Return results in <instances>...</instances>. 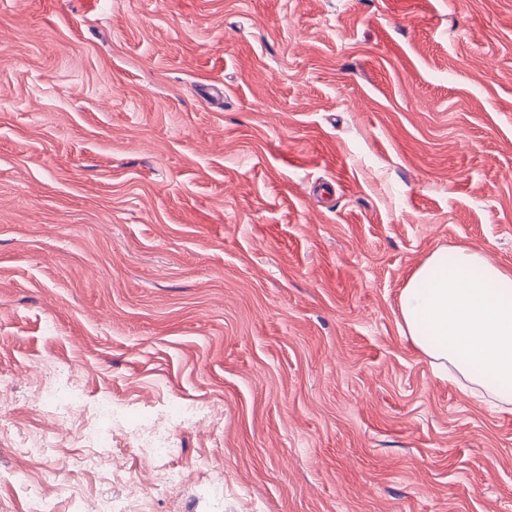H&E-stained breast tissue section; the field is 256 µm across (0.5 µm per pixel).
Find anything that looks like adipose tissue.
I'll return each instance as SVG.
<instances>
[{"instance_id": "ef3b65f1", "label": "adipose tissue", "mask_w": 512, "mask_h": 512, "mask_svg": "<svg viewBox=\"0 0 512 512\" xmlns=\"http://www.w3.org/2000/svg\"><path fill=\"white\" fill-rule=\"evenodd\" d=\"M402 330L449 382L512 411V269L469 247L435 250L401 290Z\"/></svg>"}]
</instances>
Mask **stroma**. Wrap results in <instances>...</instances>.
Wrapping results in <instances>:
<instances>
[{
	"label": "stroma",
	"instance_id": "1",
	"mask_svg": "<svg viewBox=\"0 0 512 512\" xmlns=\"http://www.w3.org/2000/svg\"><path fill=\"white\" fill-rule=\"evenodd\" d=\"M512 269V0H0V371L190 399L151 512H512V411L402 334L437 247ZM0 439V512H124Z\"/></svg>",
	"mask_w": 512,
	"mask_h": 512
}]
</instances>
